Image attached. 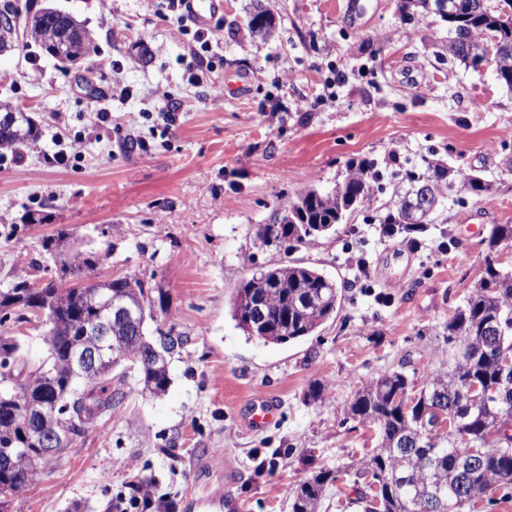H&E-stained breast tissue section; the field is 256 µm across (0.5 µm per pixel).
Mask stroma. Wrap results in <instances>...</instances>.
<instances>
[{"instance_id": "1", "label": "stroma", "mask_w": 512, "mask_h": 512, "mask_svg": "<svg viewBox=\"0 0 512 512\" xmlns=\"http://www.w3.org/2000/svg\"><path fill=\"white\" fill-rule=\"evenodd\" d=\"M47 2L83 21L98 52L69 65L35 48L0 56V100L41 130L19 155L0 152V288L50 264L43 241L64 231L95 252L96 279L131 274L161 290L166 307L153 315L184 344L164 396L128 376L111 415L10 512H65L75 500L105 512L143 477L182 499L214 490L228 467L239 512H289L318 467L375 448L371 425L344 421L361 383L402 370L422 384L448 359L444 324L486 255L512 268V247L486 246L491 225L512 224V89L493 68L438 58L447 22L431 13L401 22L400 0H269L267 38L249 32L253 0H224V38L199 86L188 82L189 38L161 0ZM91 103L110 118L88 133L84 160L47 163L57 140L85 131ZM165 106L172 121L159 117ZM431 154L480 172L492 190L446 201L412 249L376 217L399 168ZM361 158L377 161L381 179L346 223L296 250L261 244L260 225L308 188L332 189ZM352 254L369 261L372 279L357 278ZM284 262L330 277L340 306L313 336L266 344L236 325L231 304L254 272ZM323 381L332 392L312 399ZM257 395L279 412L255 431L245 418Z\"/></svg>"}]
</instances>
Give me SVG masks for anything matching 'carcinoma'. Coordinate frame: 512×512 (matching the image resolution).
Segmentation results:
<instances>
[{
	"label": "carcinoma",
	"instance_id": "obj_1",
	"mask_svg": "<svg viewBox=\"0 0 512 512\" xmlns=\"http://www.w3.org/2000/svg\"><path fill=\"white\" fill-rule=\"evenodd\" d=\"M472 6L446 17L445 54L473 68L480 63L482 32L496 34L506 47L499 57L497 76L512 88V3L509 0H469ZM272 25L270 10L256 4L249 21L253 33ZM32 35L23 46L49 52L48 44L65 40L80 57L96 51L91 33L66 12L34 16ZM0 101V150L35 142L38 125L27 113L11 112ZM380 180L376 162L362 159L348 165L342 181L329 192L310 190L291 203L272 224L263 225L258 237L265 246L297 249L330 232L359 204L371 197ZM484 199L491 184L479 173H461L440 160H427L422 170L398 175L391 199L379 223L406 233L432 217L412 219L410 207L427 209L451 196L450 187ZM65 233L47 238L43 248L53 261H61L62 275L41 284L26 275L0 289V325L8 320L31 321L34 304L50 320L43 333L45 356L28 360L21 340L0 336V359L6 357L15 374L26 373L16 384L0 372V499L25 493L38 481L63 449L52 455L35 444L36 426L43 420L65 425L72 421L91 427L112 413L123 396L120 386L128 371L136 373L143 389L154 397L170 386L169 366L156 362L154 351L168 354L183 345L182 337L157 330L146 333L153 318L152 289L144 280L123 275L92 283L94 262L81 259L77 250L64 252ZM512 244V224H494L487 246L494 252ZM112 301L132 309V317L114 315L105 320L112 341L126 345L113 370L85 372L72 366L73 357L97 340L91 317L99 316ZM339 292L335 281L318 269L298 263L270 266L238 288L232 318L250 337L282 344L314 335L336 312ZM451 347L448 363L429 370L419 391L409 376L394 371L367 380L355 394L347 418L376 429L373 454L346 467L321 466L293 492L291 512H321L326 490L341 478L353 480L355 498L349 504L363 512H462L494 488H512V443L501 434L511 430L512 398L490 394L499 380L502 361L512 359V269L497 266L488 257L483 277L456 307L444 325Z\"/></svg>",
	"mask_w": 512,
	"mask_h": 512
}]
</instances>
